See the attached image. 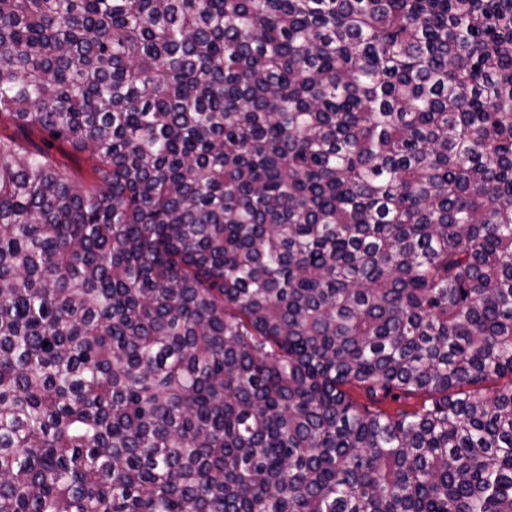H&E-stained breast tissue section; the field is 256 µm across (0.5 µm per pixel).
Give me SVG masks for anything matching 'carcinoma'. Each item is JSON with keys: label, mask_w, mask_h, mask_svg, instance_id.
Wrapping results in <instances>:
<instances>
[{"label": "carcinoma", "mask_w": 512, "mask_h": 512, "mask_svg": "<svg viewBox=\"0 0 512 512\" xmlns=\"http://www.w3.org/2000/svg\"><path fill=\"white\" fill-rule=\"evenodd\" d=\"M2 115L0 512H512V0H0ZM35 139L52 157L70 169L72 180L76 185L82 186L91 182L94 162L88 153L75 155L69 146L52 140L47 134H37Z\"/></svg>", "instance_id": "cac0c4a2"}]
</instances>
